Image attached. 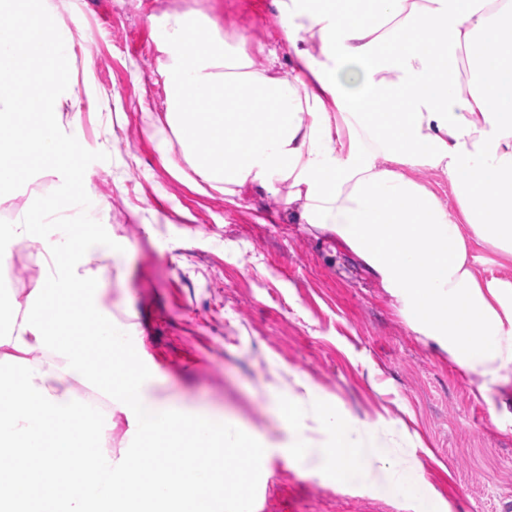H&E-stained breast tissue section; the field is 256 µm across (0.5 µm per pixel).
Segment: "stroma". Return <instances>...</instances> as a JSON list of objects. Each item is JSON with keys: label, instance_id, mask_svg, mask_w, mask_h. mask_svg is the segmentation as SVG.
Segmentation results:
<instances>
[{"label": "stroma", "instance_id": "stroma-1", "mask_svg": "<svg viewBox=\"0 0 512 512\" xmlns=\"http://www.w3.org/2000/svg\"><path fill=\"white\" fill-rule=\"evenodd\" d=\"M77 35V70L109 100L82 115L69 191L104 199L100 225L127 248L102 282L136 314L141 353L171 400L262 426L270 399L316 386L346 417L377 423L394 460L416 456L452 512H512V386L483 385L412 333L392 298L335 241L295 223L281 197L199 192L161 157L142 119L163 110L152 22L202 9L251 45L282 51L269 0H54ZM108 152H101V142ZM257 512H406L403 504L272 461Z\"/></svg>", "mask_w": 512, "mask_h": 512}]
</instances>
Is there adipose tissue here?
<instances>
[{"mask_svg": "<svg viewBox=\"0 0 512 512\" xmlns=\"http://www.w3.org/2000/svg\"><path fill=\"white\" fill-rule=\"evenodd\" d=\"M0 0V201L26 170L50 165L59 183L33 196L5 231L40 235L43 286L0 305V512H254L256 484L277 458L299 472L361 486L408 512H448L418 459L394 462L375 425L345 421L314 385L274 401L277 436L230 413L174 404L138 350L134 313L115 318L100 283L124 250L105 235L60 244L54 227L92 224L105 202L71 196L68 148L84 109L104 97L79 81L76 35ZM286 54L256 64L249 37L227 36L201 10L153 27L165 75L156 146L200 191L233 201L244 188L283 194L292 216L328 234L397 303L412 332L485 383L512 385V280L479 275L473 251L512 264V0H271ZM447 175L459 204L404 174ZM92 331L70 314L74 297ZM88 388L121 414L135 440L104 450L110 426L87 437L68 418ZM91 468L104 491L50 480ZM43 474L41 483L27 476Z\"/></svg>", "mask_w": 512, "mask_h": 512, "instance_id": "ef3b65f1", "label": "adipose tissue"}]
</instances>
